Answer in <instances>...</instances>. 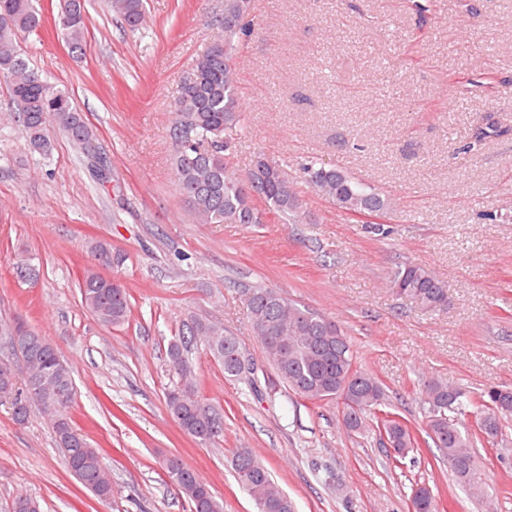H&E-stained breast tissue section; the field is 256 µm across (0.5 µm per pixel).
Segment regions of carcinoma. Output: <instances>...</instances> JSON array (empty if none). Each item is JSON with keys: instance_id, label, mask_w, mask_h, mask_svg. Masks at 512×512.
I'll list each match as a JSON object with an SVG mask.
<instances>
[{"instance_id": "obj_1", "label": "carcinoma", "mask_w": 512, "mask_h": 512, "mask_svg": "<svg viewBox=\"0 0 512 512\" xmlns=\"http://www.w3.org/2000/svg\"><path fill=\"white\" fill-rule=\"evenodd\" d=\"M253 5L254 0H224L220 44L198 55L192 83L180 87L173 105L175 183L195 220L202 224H263L268 213L294 224L302 221L298 180L281 163L257 158L247 174L252 181V192L247 193L244 178L232 169L227 157L232 145L225 132L246 129L236 58L251 32ZM111 8L130 29L142 25L144 0H111ZM44 24L45 14L34 0H0V77L8 82L13 98L26 103L17 118L31 152L50 156V124L65 135L97 181L105 185L112 182L111 170L106 161L91 154L96 129L70 92L42 78L20 48L21 40L39 35ZM58 25L69 51L84 54L87 0H61ZM302 179L311 192L339 212L380 218L392 209L388 196L336 168L311 162L302 167ZM94 252L103 257L105 266L122 261L121 254L112 252L105 242L97 243ZM390 288L424 311L448 305L447 289L418 264L397 267L390 276ZM79 290L83 307L102 325L120 326L130 320L129 295L121 284L89 269ZM246 318L278 380L302 399L341 402L349 430H360L366 414L387 405L381 384L359 369L352 370L356 366L353 346L330 317L291 301L274 288L259 286L251 291ZM0 335L17 336L10 352L26 366L20 385L13 365L0 360V400H10L13 419L19 424L28 420L34 407L50 416L70 474L100 502H111L112 480L101 450L74 426L70 415L61 414L71 407L76 392L69 367L46 337L21 318L0 323ZM198 343L222 365L225 376L238 378L245 370L235 358L240 353L239 342L221 324L194 317L170 340L167 368L176 381L166 392V405L181 430L205 445L213 436H224V413L200 397L192 378L188 353ZM423 394L427 433L448 460L456 480L474 494L482 491L485 481L475 464L472 433L459 416L473 418L481 433V418L486 417L495 433H500L501 420L512 416V387H491L470 396L448 379L437 377L423 383ZM376 428L396 441L401 458L415 448L413 431L391 413L385 411L376 418ZM164 469L191 512H224V504L210 485L183 459H166ZM233 471L257 512H295L292 499L250 449H237ZM410 502L415 512H438L437 497L425 484L413 488Z\"/></svg>"}]
</instances>
